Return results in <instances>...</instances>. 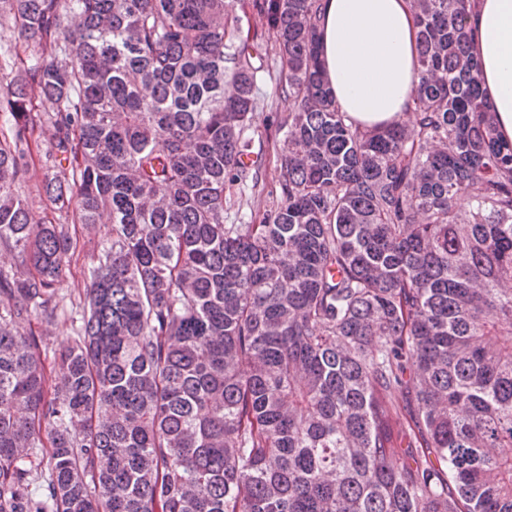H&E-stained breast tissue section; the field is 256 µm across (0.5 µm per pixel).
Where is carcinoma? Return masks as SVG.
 Segmentation results:
<instances>
[{
	"label": "carcinoma",
	"instance_id": "cac0c4a2",
	"mask_svg": "<svg viewBox=\"0 0 512 512\" xmlns=\"http://www.w3.org/2000/svg\"><path fill=\"white\" fill-rule=\"evenodd\" d=\"M229 7L8 0L0 512H512V141L473 0H411L413 106L374 129L330 91L322 0H253L294 99L269 192ZM45 130L48 210L16 190ZM236 184L260 223H224ZM103 224L56 351L32 319Z\"/></svg>",
	"mask_w": 512,
	"mask_h": 512
}]
</instances>
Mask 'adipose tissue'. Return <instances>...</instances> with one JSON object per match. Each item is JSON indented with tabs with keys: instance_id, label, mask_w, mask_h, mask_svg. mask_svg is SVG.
<instances>
[{
	"instance_id": "obj_1",
	"label": "adipose tissue",
	"mask_w": 512,
	"mask_h": 512,
	"mask_svg": "<svg viewBox=\"0 0 512 512\" xmlns=\"http://www.w3.org/2000/svg\"><path fill=\"white\" fill-rule=\"evenodd\" d=\"M471 49L503 139L512 141V0H476ZM320 49L349 122L404 119L418 82V28L410 0H323Z\"/></svg>"
}]
</instances>
